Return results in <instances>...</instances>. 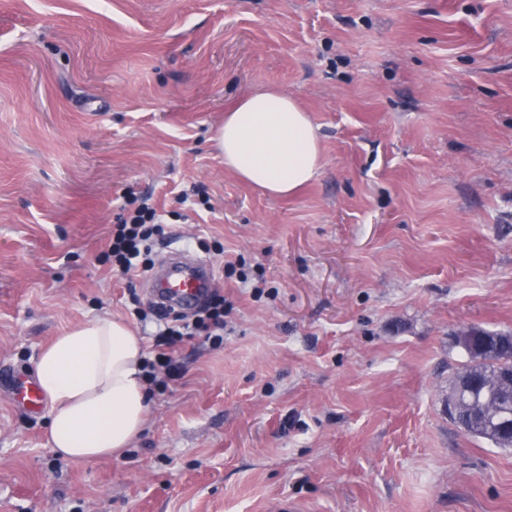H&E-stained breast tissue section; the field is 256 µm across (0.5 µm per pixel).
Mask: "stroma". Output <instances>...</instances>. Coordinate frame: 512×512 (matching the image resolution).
I'll use <instances>...</instances> for the list:
<instances>
[{"instance_id":"obj_1","label":"stroma","mask_w":512,"mask_h":512,"mask_svg":"<svg viewBox=\"0 0 512 512\" xmlns=\"http://www.w3.org/2000/svg\"><path fill=\"white\" fill-rule=\"evenodd\" d=\"M271 87L323 152L284 198L211 142ZM145 195L224 343L131 448L64 459L4 379L100 316L153 341L97 259ZM470 328L512 333V0H0V512H512V451L448 416Z\"/></svg>"}]
</instances>
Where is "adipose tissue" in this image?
<instances>
[{"mask_svg":"<svg viewBox=\"0 0 512 512\" xmlns=\"http://www.w3.org/2000/svg\"><path fill=\"white\" fill-rule=\"evenodd\" d=\"M212 142L228 170L272 197L295 195L323 165L309 113L278 89L229 106ZM146 356L143 337L109 316L74 325L43 347L34 365L50 404L49 448L66 459L89 461L129 448L148 424Z\"/></svg>","mask_w":512,"mask_h":512,"instance_id":"adipose-tissue-1","label":"adipose tissue"}]
</instances>
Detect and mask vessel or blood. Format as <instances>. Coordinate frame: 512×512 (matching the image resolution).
<instances>
[{
    "instance_id": "obj_1",
    "label": "vessel or blood",
    "mask_w": 512,
    "mask_h": 512,
    "mask_svg": "<svg viewBox=\"0 0 512 512\" xmlns=\"http://www.w3.org/2000/svg\"><path fill=\"white\" fill-rule=\"evenodd\" d=\"M210 267L184 253L170 255L156 271L152 281V293L160 305L184 310L194 306L213 288ZM14 401L18 405L38 410L43 396L37 384L29 376H21L13 384Z\"/></svg>"
}]
</instances>
